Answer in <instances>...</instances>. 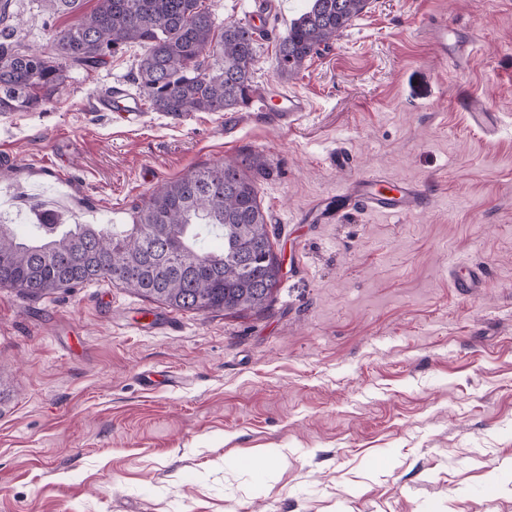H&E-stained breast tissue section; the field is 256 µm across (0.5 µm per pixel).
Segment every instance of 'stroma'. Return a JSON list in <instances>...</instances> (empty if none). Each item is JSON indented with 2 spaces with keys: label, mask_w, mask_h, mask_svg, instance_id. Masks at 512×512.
<instances>
[{
  "label": "stroma",
  "mask_w": 512,
  "mask_h": 512,
  "mask_svg": "<svg viewBox=\"0 0 512 512\" xmlns=\"http://www.w3.org/2000/svg\"><path fill=\"white\" fill-rule=\"evenodd\" d=\"M280 0L254 74L312 103L290 128L241 109L127 122L142 55L74 69L39 112L0 115V219L127 224L159 183L263 153L284 278L259 314L177 312L100 282L31 300L0 288V512H512V0H369L288 81ZM13 40L47 49L40 0ZM466 54L450 67L432 28ZM484 100L485 137L460 110ZM345 149L346 170L330 157ZM376 177L421 184L426 211L319 204ZM483 271L456 288L451 262ZM156 384L145 388L141 374ZM460 107L468 112L473 124L489 137H494L499 130V118L481 99L466 98Z\"/></svg>",
  "instance_id": "obj_1"
}]
</instances>
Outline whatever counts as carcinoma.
<instances>
[{"mask_svg": "<svg viewBox=\"0 0 512 512\" xmlns=\"http://www.w3.org/2000/svg\"><path fill=\"white\" fill-rule=\"evenodd\" d=\"M50 16L77 20L50 32V51L0 42V115L33 112L66 87L73 68L90 69L129 45L144 49L132 76L147 109L179 119L192 112L248 106L259 38L248 23L219 25L205 0H41ZM12 0H0V33L13 30ZM368 0H311L276 40L281 79L298 74L328 48ZM269 174L262 154L194 171L159 185L119 227L71 224L39 215L36 238L21 242L0 223V288L39 299L108 281L149 301L194 313L265 310L281 280L256 177ZM223 238L215 252L204 234Z\"/></svg>", "mask_w": 512, "mask_h": 512, "instance_id": "carcinoma-1", "label": "carcinoma"}]
</instances>
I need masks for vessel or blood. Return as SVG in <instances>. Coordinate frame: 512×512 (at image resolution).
I'll return each instance as SVG.
<instances>
[{"mask_svg":"<svg viewBox=\"0 0 512 512\" xmlns=\"http://www.w3.org/2000/svg\"><path fill=\"white\" fill-rule=\"evenodd\" d=\"M277 9L275 0H253L248 13L252 26L258 32H265L268 20ZM120 105L126 115L141 112L142 105L122 89H114L112 99L100 100L101 110H109L112 105ZM252 108L261 112L276 126L287 127L301 118L304 112L312 108L310 100L299 93L271 87L264 93L254 96L250 102ZM461 107L468 112L475 124L487 136H495L499 130V118L483 100L464 99ZM345 205L351 209H362L377 214H402L423 210L428 202L417 186L398 182L391 184L370 178H361L350 184L341 194Z\"/></svg>","mask_w":512,"mask_h":512,"instance_id":"vessel-or-blood-1","label":"vessel or blood"}]
</instances>
